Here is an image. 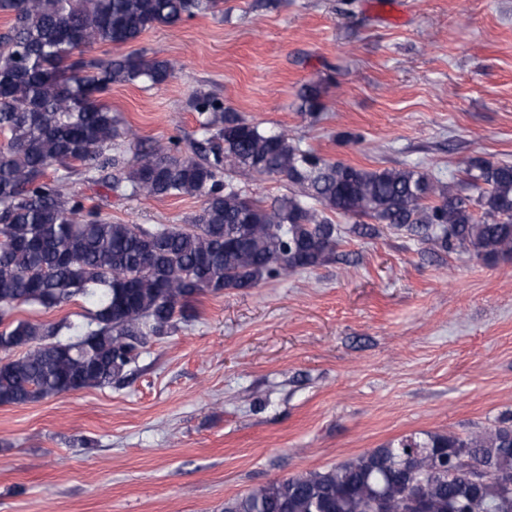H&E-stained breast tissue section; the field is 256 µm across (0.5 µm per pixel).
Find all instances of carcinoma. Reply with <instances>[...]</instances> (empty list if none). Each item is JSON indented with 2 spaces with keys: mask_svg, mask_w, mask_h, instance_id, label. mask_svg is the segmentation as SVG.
I'll return each mask as SVG.
<instances>
[{
  "mask_svg": "<svg viewBox=\"0 0 512 512\" xmlns=\"http://www.w3.org/2000/svg\"><path fill=\"white\" fill-rule=\"evenodd\" d=\"M221 0H0V406L108 387L135 352L192 317L207 293L254 288L267 278L327 263L342 230L325 215L377 224L448 253L485 261L512 256V164L474 159L444 186L407 168L329 161L267 133L205 92L191 97L202 140L150 146L125 166L123 138L103 95L114 84L174 77L176 64L145 54L82 55L95 44L137 40L219 12ZM306 108L321 90L305 85ZM83 168H114L109 187L146 197L197 196L187 225L115 224L68 192ZM54 169L53 176L47 171ZM280 175L298 190L268 205L239 184ZM81 297L88 321L14 319L19 306L60 308ZM464 458L489 477L471 489L453 468ZM512 420L465 437L415 432L331 469L272 480L224 512H512ZM421 496L409 497L412 482Z\"/></svg>",
  "mask_w": 512,
  "mask_h": 512,
  "instance_id": "carcinoma-1",
  "label": "carcinoma"
}]
</instances>
